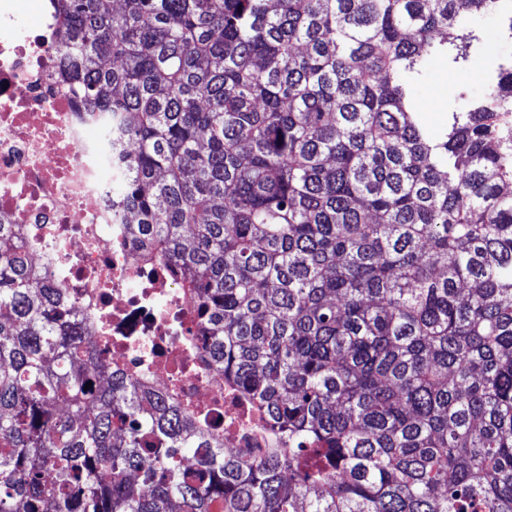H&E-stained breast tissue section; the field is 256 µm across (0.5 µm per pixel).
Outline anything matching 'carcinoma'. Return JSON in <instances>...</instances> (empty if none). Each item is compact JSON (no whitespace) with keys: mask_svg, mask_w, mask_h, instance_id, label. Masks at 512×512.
Instances as JSON below:
<instances>
[{"mask_svg":"<svg viewBox=\"0 0 512 512\" xmlns=\"http://www.w3.org/2000/svg\"><path fill=\"white\" fill-rule=\"evenodd\" d=\"M114 2L56 50L268 447L114 374L0 222V512H512V64L439 130L413 94L501 0Z\"/></svg>","mask_w":512,"mask_h":512,"instance_id":"obj_1","label":"carcinoma"}]
</instances>
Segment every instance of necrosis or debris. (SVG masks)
I'll return each mask as SVG.
<instances>
[{"label": "necrosis or debris", "mask_w": 512, "mask_h": 512, "mask_svg": "<svg viewBox=\"0 0 512 512\" xmlns=\"http://www.w3.org/2000/svg\"><path fill=\"white\" fill-rule=\"evenodd\" d=\"M53 25L31 28L0 0V222L18 224L34 264L65 289L105 358L191 407L224 447H263L222 373L203 369L192 299L125 243L112 218L100 117L57 80Z\"/></svg>", "instance_id": "1"}]
</instances>
